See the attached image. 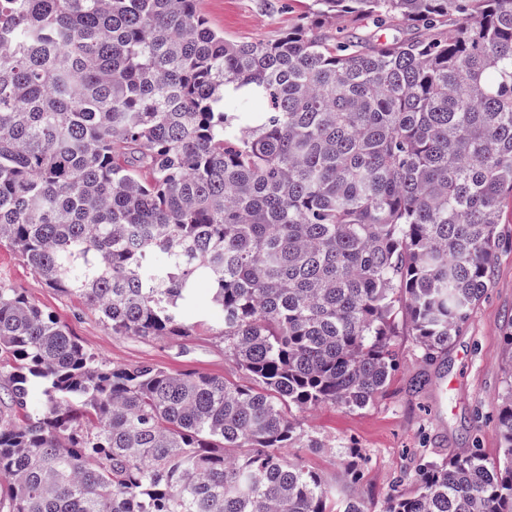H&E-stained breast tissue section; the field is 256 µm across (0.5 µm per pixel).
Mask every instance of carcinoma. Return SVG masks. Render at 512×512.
Here are the masks:
<instances>
[{
    "label": "carcinoma",
    "mask_w": 512,
    "mask_h": 512,
    "mask_svg": "<svg viewBox=\"0 0 512 512\" xmlns=\"http://www.w3.org/2000/svg\"><path fill=\"white\" fill-rule=\"evenodd\" d=\"M306 13L266 44L197 0H0V246L116 336L196 335L208 282L249 379L104 364L0 282V512H365L283 455L287 412L367 408L399 317L431 363L489 287L512 0ZM496 433L502 463L423 460L384 512H512V385Z\"/></svg>",
    "instance_id": "cac0c4a2"
}]
</instances>
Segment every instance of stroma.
<instances>
[{"label": "stroma", "mask_w": 512, "mask_h": 512, "mask_svg": "<svg viewBox=\"0 0 512 512\" xmlns=\"http://www.w3.org/2000/svg\"><path fill=\"white\" fill-rule=\"evenodd\" d=\"M198 8L226 39L270 43L301 22L304 0H198ZM497 232L491 284L437 364L425 362L415 336L404 328L394 341L399 367L372 406L351 410L324 405L291 412L301 438L286 449V458L317 471L337 497L361 500L369 512H383L389 496L414 490L421 460L449 458L472 448L490 461L502 460L495 425L512 386V358L504 344L512 328V198L503 203ZM0 281L56 315L108 364L150 363L231 381L243 378L213 330L222 316L210 303L207 284H199L188 311L203 326L198 336L184 341L113 335L92 307L42 286L27 263L6 247L0 248ZM421 373L428 385L422 393H412L410 381Z\"/></svg>", "instance_id": "1"}]
</instances>
